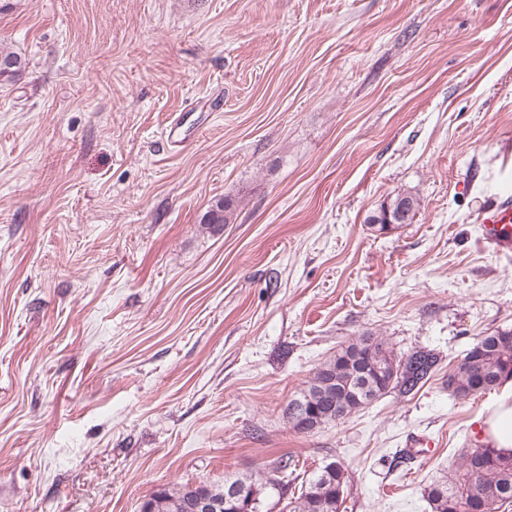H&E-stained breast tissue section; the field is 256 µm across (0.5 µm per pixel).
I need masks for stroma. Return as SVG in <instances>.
<instances>
[{"label": "stroma", "mask_w": 512, "mask_h": 512, "mask_svg": "<svg viewBox=\"0 0 512 512\" xmlns=\"http://www.w3.org/2000/svg\"><path fill=\"white\" fill-rule=\"evenodd\" d=\"M9 3L0 512H140L282 455L342 463L348 512H432L497 398L445 381L512 329V259L479 233L512 195V0ZM402 190L411 223L366 224ZM366 332L443 363L295 431L289 400ZM25 60L15 52L0 50V81H11L21 74ZM237 206L234 199L225 197L216 202L215 206L207 213L203 223L205 224H229L236 212ZM204 483L160 488L147 502L151 506L150 512H187L186 503L202 489Z\"/></svg>", "instance_id": "stroma-1"}]
</instances>
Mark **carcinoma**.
Returning a JSON list of instances; mask_svg holds the SVG:
<instances>
[{"label": "carcinoma", "instance_id": "cac0c4a2", "mask_svg": "<svg viewBox=\"0 0 512 512\" xmlns=\"http://www.w3.org/2000/svg\"><path fill=\"white\" fill-rule=\"evenodd\" d=\"M25 60L15 52L0 50V81H11L21 74ZM421 207L420 198L403 191L383 203L366 218V223L386 229L387 212L402 211V223L411 222ZM237 206L226 197L216 202L204 223L228 224ZM442 357L431 350H418L404 357L394 353L386 339L363 334L336 351L306 381L298 395L288 402V422L299 433L302 422L290 414V407L304 403L333 422L336 407L349 405L350 412L389 393L408 396L421 389L436 373ZM512 379V330H496L480 337L448 375V391L465 400L494 391ZM293 460L280 457L271 467L251 478L261 490L288 488V470ZM202 484L166 486L154 492L148 504L151 512H186V503ZM432 512H499L512 503V453L498 452L486 444H477L461 452L460 464L448 471L445 479L426 487ZM348 496L346 469L340 463L326 473L318 469L302 483L298 496L291 497L283 512H345Z\"/></svg>", "mask_w": 512, "mask_h": 512}]
</instances>
